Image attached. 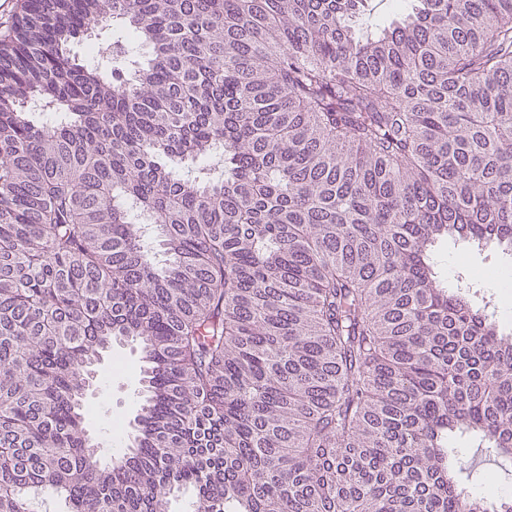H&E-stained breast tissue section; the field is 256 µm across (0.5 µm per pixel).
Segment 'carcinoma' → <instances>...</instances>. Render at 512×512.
Segmentation results:
<instances>
[{
	"instance_id": "carcinoma-1",
	"label": "carcinoma",
	"mask_w": 512,
	"mask_h": 512,
	"mask_svg": "<svg viewBox=\"0 0 512 512\" xmlns=\"http://www.w3.org/2000/svg\"><path fill=\"white\" fill-rule=\"evenodd\" d=\"M25 0L0 38V512H512V0ZM128 43L80 60L79 37ZM118 337L134 444L86 395ZM397 0H371L369 3V24L373 27L388 25L394 18ZM460 249H463L466 254L468 255V262L470 266L473 265H483L485 262L488 263V261L484 260L485 254L483 252L479 253L475 248L472 247H464L460 243H455L454 240L448 239V241L441 244L439 247L440 253L438 256L439 265L441 267V270L446 272L448 276V286L451 285L452 282L456 281L457 275L459 271L461 270V266H456L453 270L452 276L448 275V266L451 265V261H448V257H453V255L460 251ZM120 356L129 364L131 375L117 377L112 374V359ZM140 351L136 342L114 344L112 352L104 355L98 368V379L87 397L93 409L87 413L89 433L100 443L101 462H110L113 456L127 452L133 443L134 418L140 408ZM113 417L131 421L129 436H113L107 422ZM456 446L457 448H463L461 452L463 454L462 463L464 467L472 468L475 472L482 474V477H478L474 481V492L479 494L488 493L486 487L495 478L491 471L494 466L489 461H485L484 456L477 453L476 448H473L468 442L459 440Z\"/></svg>"
}]
</instances>
